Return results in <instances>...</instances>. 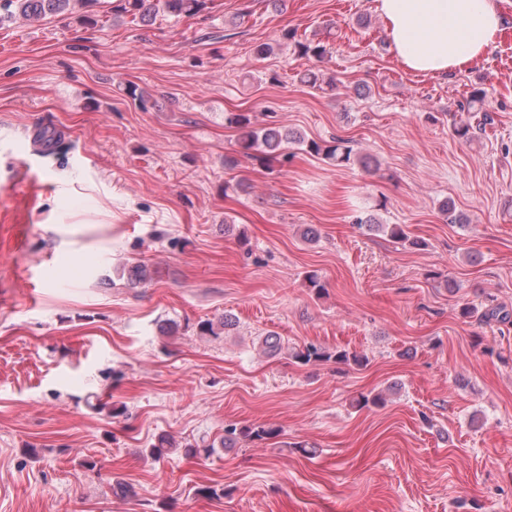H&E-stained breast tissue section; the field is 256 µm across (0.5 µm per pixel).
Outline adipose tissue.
<instances>
[{
  "label": "adipose tissue",
  "instance_id": "1",
  "mask_svg": "<svg viewBox=\"0 0 512 512\" xmlns=\"http://www.w3.org/2000/svg\"><path fill=\"white\" fill-rule=\"evenodd\" d=\"M377 11L397 60L416 74L468 68L502 33L496 0H377Z\"/></svg>",
  "mask_w": 512,
  "mask_h": 512
}]
</instances>
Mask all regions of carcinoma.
Returning <instances> with one entry per match:
<instances>
[{"label": "carcinoma", "mask_w": 512, "mask_h": 512, "mask_svg": "<svg viewBox=\"0 0 512 512\" xmlns=\"http://www.w3.org/2000/svg\"><path fill=\"white\" fill-rule=\"evenodd\" d=\"M98 0H0V20L18 14L29 20H39L48 14L74 12L80 10L79 18L85 25L92 26L96 19L85 12V9L96 4ZM211 0H122V12L142 21L151 18L158 11H163L172 16H190L208 9ZM297 33L287 29L281 32L279 38L294 42L297 54L301 57L313 58L321 61L326 53V47L311 41L296 39ZM230 124L238 131V153L256 161L262 165L277 157L288 158L284 154L285 145L295 143L311 155L322 156L336 162V166L344 167L355 161L357 154L350 142L334 138L330 141H316L302 135H290L277 128L255 127L252 115L249 112H236L227 117ZM492 122L488 114H483L477 122L467 120L454 126V135L462 140L470 141L476 134ZM387 233L398 242L408 244L413 248L423 246L421 240L412 238L400 224H391L386 227ZM480 318L484 322L495 320L499 323L512 321V316L500 306L494 304L493 299H488ZM232 325L228 316L214 321L206 319L198 324V332L201 336L218 337L224 334L225 329ZM290 356L301 364L313 363H341L361 366L366 358L346 350H331L327 347L309 343L303 348L293 350ZM280 430L266 425L242 426L229 425L224 427L223 444L226 448H232L243 441H263L279 436Z\"/></svg>", "instance_id": "carcinoma-1"}]
</instances>
